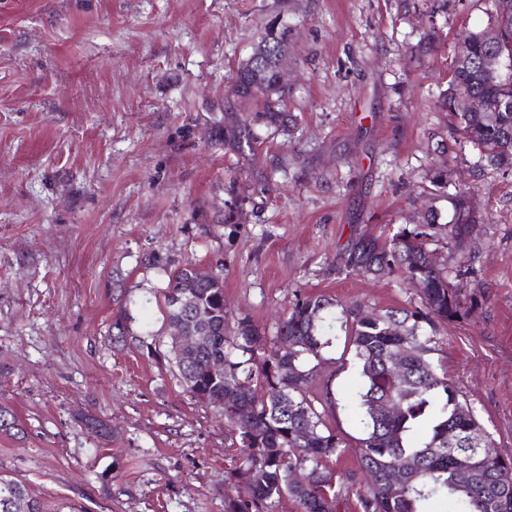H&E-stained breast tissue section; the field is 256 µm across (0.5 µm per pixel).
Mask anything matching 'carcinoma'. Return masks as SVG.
Instances as JSON below:
<instances>
[{"mask_svg": "<svg viewBox=\"0 0 512 512\" xmlns=\"http://www.w3.org/2000/svg\"><path fill=\"white\" fill-rule=\"evenodd\" d=\"M490 20L502 19L497 38L465 31L469 57L451 60L448 88L434 106L448 113L452 130L479 151V162L495 170L512 171V0H487ZM289 28L268 26L251 53L239 63L226 96L227 107L240 111L235 124H224V144L238 151L255 150L256 128L288 129V86L280 83L278 68L288 55ZM267 48L270 60L256 74V53ZM495 53L509 63L497 80L479 71L478 62ZM485 100L493 114L458 112L453 91ZM453 216L448 240L459 241L462 224L484 220L467 191L452 196ZM438 219L428 208L388 239H359L340 257L347 272L376 276L398 274L418 283L420 305L402 310L364 311L323 295L297 298L277 324L273 338L258 333L244 317L234 322L224 311V277L186 264L174 271L163 289L167 329L174 331L179 315L173 294L192 285L191 307L208 314L201 324L202 344L194 351L168 350L177 380L193 397L213 405L228 389L242 388L243 404L224 408V426L239 437V452L230 477L247 482L248 500L224 495V512H278L291 500L296 512H336L343 491L327 467L348 444L325 421L319 407L332 402L328 386L315 378L324 339L336 315L344 319L345 345L352 351L362 378L354 398L363 437L358 439L359 472L348 476L357 487V512H434L438 501L445 512H512V455L477 448L475 436L491 438L472 408L460 400L455 384L437 371L430 354L440 346V327L467 313L460 289L451 281L465 274L467 258L440 268L430 245L436 242ZM288 341V351L279 346ZM398 361L405 376L394 377ZM224 369H213L215 364ZM459 440L448 447V433ZM402 470V487L392 492L386 477ZM299 480L292 479L293 472ZM0 512H42L26 483L0 475Z\"/></svg>", "mask_w": 512, "mask_h": 512, "instance_id": "obj_1", "label": "carcinoma"}]
</instances>
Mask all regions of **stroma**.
Returning <instances> with one entry per match:
<instances>
[{
    "instance_id": "35a3bbf8",
    "label": "stroma",
    "mask_w": 512,
    "mask_h": 512,
    "mask_svg": "<svg viewBox=\"0 0 512 512\" xmlns=\"http://www.w3.org/2000/svg\"><path fill=\"white\" fill-rule=\"evenodd\" d=\"M0 0V475L44 512H224L237 453L218 409L176 381L144 334H165L160 278L186 263L224 275L230 319L266 335L297 296L366 310L418 305L398 276L339 271L362 235L419 206L442 221L469 190L484 223L439 265L475 315L432 353L503 453H512V172L477 170L433 103L461 31L486 0ZM284 18L296 127L251 153L225 146V92L261 27ZM435 23L443 46L418 42ZM447 187L430 183L434 160ZM287 183L268 184L271 168ZM318 374L327 424L361 433V384L342 342ZM94 416L109 436L89 430Z\"/></svg>"
}]
</instances>
